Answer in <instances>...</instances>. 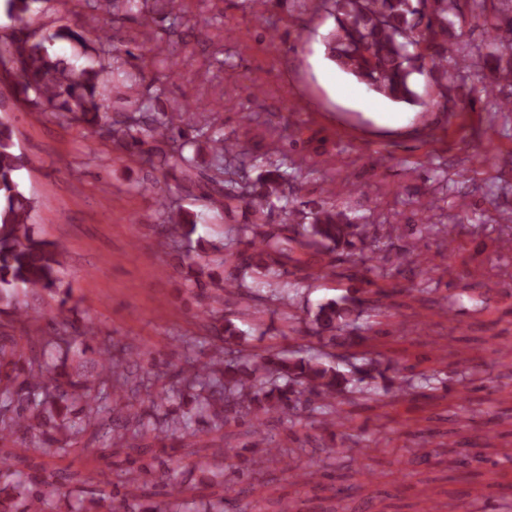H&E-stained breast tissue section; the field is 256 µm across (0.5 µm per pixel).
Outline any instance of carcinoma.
Wrapping results in <instances>:
<instances>
[{
	"label": "carcinoma",
	"instance_id": "cac0c4a2",
	"mask_svg": "<svg viewBox=\"0 0 512 512\" xmlns=\"http://www.w3.org/2000/svg\"><path fill=\"white\" fill-rule=\"evenodd\" d=\"M38 0H4L3 8L11 22V32L0 34V82L8 80L18 99L33 106L51 108L61 124H86L92 136H104L123 156L136 157L149 168L150 188L158 186L154 172L163 170L179 175L178 187L184 193H199L210 211L229 214L237 210L242 221L229 229L224 243L200 238L193 254L181 256L194 298L204 302L209 320V342L197 343L191 337L179 338L181 364L168 381L155 390L144 389V381H130L126 366L141 352L130 347L99 353L97 365L77 373L72 379L52 369L46 347L53 344L64 355L82 356L88 342L97 336L95 323L67 307L69 290L59 273L61 251L53 243L35 237L30 230L37 210L35 198L27 195L19 179L25 159L16 150L13 127L0 121V435L8 433L25 446L73 447L88 427H96L108 447L118 442L139 455L146 453L139 440L148 431L169 437L186 434L192 424L219 431L231 420L247 419L252 437L265 445L260 468L272 466L293 473L315 474L320 445L304 448L308 455L300 465L295 450L275 439V424L290 423L305 414L324 431H335L345 416L341 403L350 405L357 397L371 394L377 380L387 383L396 397L405 398L416 389L430 385L424 372L389 377L382 363L368 356L369 338L357 335L351 327L370 310L380 315L389 308L387 301L399 289L388 290L378 280L401 275V265L387 267L389 259L365 245L370 236L367 225L355 224L344 209L330 199L307 201L309 211L295 205L288 192V174L270 165L251 180L233 177L226 155L236 147L224 135L209 136L198 125V113L180 103L173 111L157 112L153 98L141 92L147 63L161 59L165 67L177 62L170 47L172 37L182 39V6L164 0L162 20L169 25L162 31L148 30L140 42L141 54L136 72L126 76L115 94L138 114L130 119L124 112H108L104 86L107 74L120 59L122 41L110 35L112 19L137 11L147 13L149 0H98L82 30L69 27L33 28L30 20ZM477 0H320V7L334 18L326 37L327 57L338 69L370 91L395 104L423 110H448L454 86L448 83V61L457 68L469 67L465 57L452 56L448 37L455 25L468 18L490 34L483 56L491 73L490 84L503 82L512 87V38L500 35L512 25V0H497L492 9L476 11ZM80 46L89 64L77 68L66 57L51 52L58 42ZM443 69L441 99L424 98L417 90L414 75ZM157 204L165 216L167 237L191 242L200 215L193 217L172 207L168 197L158 193ZM279 209L291 223L272 224L269 216ZM364 244L349 253L361 268L364 288L347 291L306 311L293 313L295 295L290 288L278 287L277 280L288 269L310 277L305 257L326 256L319 267L334 272L333 254L338 249ZM230 267L218 280L211 265ZM450 293L437 301L447 314L463 304L468 285L448 278ZM57 297L51 312L53 333L28 336L19 344L16 333L26 325L46 317L29 305L26 298L40 293ZM235 300L236 310L224 313V297ZM261 306L285 322L282 335L300 334L302 340H316L325 348L319 356L298 347L287 353L265 351L245 353L235 349L244 335L235 318ZM146 390L148 405L141 412H125L117 402L128 394ZM230 449L212 448L195 464L208 470L203 484L212 492L196 493L198 486L183 477L179 468L134 460L121 475L124 512H245L236 499L224 496V488L253 478L254 470L224 471ZM155 476L171 501L156 506L140 503L139 491L147 477ZM59 487L53 476L39 470H24L9 458L0 456V512H54ZM76 512H99L101 502L112 500V492L100 496H74Z\"/></svg>",
	"mask_w": 512,
	"mask_h": 512
}]
</instances>
